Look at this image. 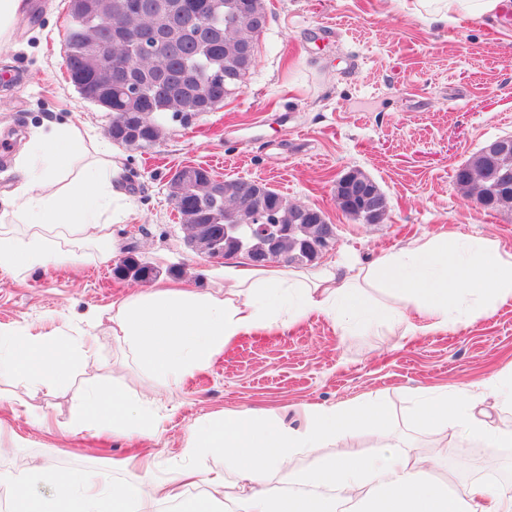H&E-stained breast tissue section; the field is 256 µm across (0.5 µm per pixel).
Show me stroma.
I'll list each match as a JSON object with an SVG mask.
<instances>
[{
	"instance_id": "obj_1",
	"label": "stroma",
	"mask_w": 512,
	"mask_h": 512,
	"mask_svg": "<svg viewBox=\"0 0 512 512\" xmlns=\"http://www.w3.org/2000/svg\"><path fill=\"white\" fill-rule=\"evenodd\" d=\"M10 42L0 45V195L16 185V160L43 117L58 116L108 145L125 171L132 207L115 225L112 262L37 268L25 279L0 278V328L30 336H69L88 316L101 323L96 376L131 399L154 391L163 421L144 446L160 472L185 463L190 426L243 408L335 405L384 398L388 443L421 448L434 432L409 422L411 392L454 390L512 362V306L445 336H419L397 347L377 328L341 335L313 316L286 334L249 336L227 345L207 369L173 387L145 370L110 330L112 305L146 289L115 275L134 257L159 279L219 290L216 263L192 251L171 201L170 180L185 166L251 178L289 201L320 208L336 226V243L318 265L368 263L410 240L457 231L499 239L512 248V213L476 209L454 184L458 166L484 144L512 135V12L481 20L431 24L411 0H264L267 25L255 64L223 106L189 125L164 122L149 149L112 143L111 113L82 98L63 65L67 0H23ZM357 168L386 194L381 223L367 224L336 207L337 175ZM82 370L53 390L0 372V443L42 451L47 470L93 467L112 485H130L116 469L132 453L122 439L72 438L61 430L80 403ZM49 416L51 428L39 420Z\"/></svg>"
}]
</instances>
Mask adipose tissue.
I'll return each mask as SVG.
<instances>
[{"mask_svg":"<svg viewBox=\"0 0 512 512\" xmlns=\"http://www.w3.org/2000/svg\"><path fill=\"white\" fill-rule=\"evenodd\" d=\"M512 7V0H414L415 13L434 23L455 15L482 19ZM41 166L17 169L20 183L0 209V273L13 277L34 268L71 266L83 259L84 242H93L100 261L113 256V227L130 208L121 190V166L85 141L74 124L43 119L33 136ZM223 293L164 284L124 298L112 307V335L125 343L140 364L167 385L207 367L235 338L286 333L319 314L342 335L367 326L386 327L398 341L410 336L447 334L512 302V251L493 239L448 231L422 237L350 275L319 269L297 270L231 261L212 270ZM381 291L383 299L372 298ZM4 363L16 378L53 388L74 362L90 363L92 342L60 336H21L0 331ZM419 425L481 443L488 449L512 447V422L499 423V405H512V365L492 371L481 382L454 393L422 389L415 395ZM387 410L379 396L332 406L307 405L298 425L279 411L242 409L188 431L182 445L186 465L159 481L150 462L130 466L131 488L108 492L93 472H47L39 462L18 472L0 471L10 491V512H133L132 499L147 496L165 503L181 498L185 487H202L196 512L231 499L237 512H336L319 489L340 492L350 512H512V489L480 481L444 485L436 474L448 466V451L412 453L387 449L376 455L325 454L328 446L358 435L385 436ZM161 420L148 401L131 400L116 388L87 387L66 424L77 435L94 432L122 439H155ZM223 455L234 482L223 474L197 469L196 461ZM306 455L300 470L292 461ZM287 473L304 495L272 494L270 474ZM50 484L47 495L31 486Z\"/></svg>","mask_w":512,"mask_h":512,"instance_id":"ef3b65f1","label":"adipose tissue"}]
</instances>
